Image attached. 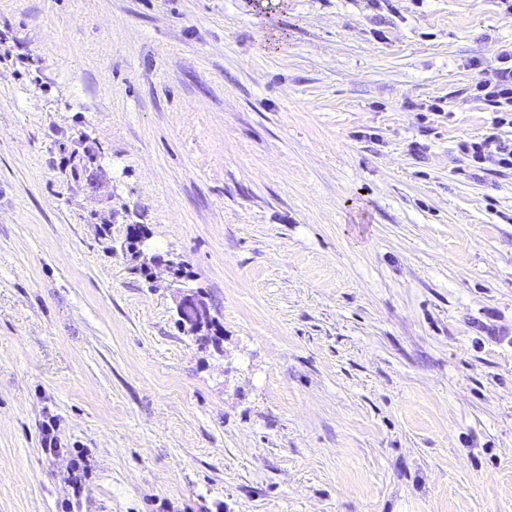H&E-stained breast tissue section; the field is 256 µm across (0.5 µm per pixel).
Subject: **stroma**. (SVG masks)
<instances>
[{
  "instance_id": "obj_1",
  "label": "stroma",
  "mask_w": 512,
  "mask_h": 512,
  "mask_svg": "<svg viewBox=\"0 0 512 512\" xmlns=\"http://www.w3.org/2000/svg\"><path fill=\"white\" fill-rule=\"evenodd\" d=\"M511 43L501 0H0V512H512V171L459 150Z\"/></svg>"
}]
</instances>
